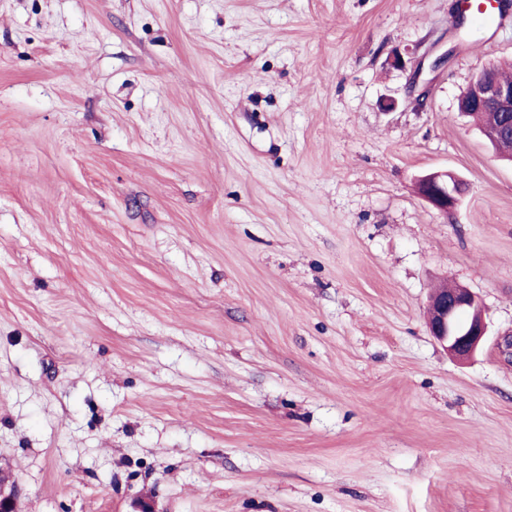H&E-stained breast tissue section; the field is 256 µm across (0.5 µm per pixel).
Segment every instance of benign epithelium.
I'll use <instances>...</instances> for the list:
<instances>
[{"instance_id": "benign-epithelium-1", "label": "benign epithelium", "mask_w": 512, "mask_h": 512, "mask_svg": "<svg viewBox=\"0 0 512 512\" xmlns=\"http://www.w3.org/2000/svg\"><path fill=\"white\" fill-rule=\"evenodd\" d=\"M477 106L500 112L507 121L500 132L487 135L496 143L512 130V84L500 81L495 67L478 73L458 99V111L466 113ZM421 195L439 212L448 214L459 205V180L447 172H434L419 181ZM431 334L448 350V354L466 361L474 356L487 334L481 300L471 290L459 286L434 292L426 312ZM22 488L12 475L0 471V512H19Z\"/></svg>"}]
</instances>
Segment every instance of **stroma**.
Returning a JSON list of instances; mask_svg holds the SVG:
<instances>
[{"mask_svg": "<svg viewBox=\"0 0 512 512\" xmlns=\"http://www.w3.org/2000/svg\"><path fill=\"white\" fill-rule=\"evenodd\" d=\"M452 4L0 0L22 512H512V164L457 109L512 12ZM443 282L489 326L465 365ZM421 195L439 212L448 215L459 205V180L446 172H434L419 181ZM435 291L429 300L426 318L431 334L448 350V354L466 361L474 356L487 334L480 298L468 288H444ZM468 313L466 322L458 316Z\"/></svg>", "mask_w": 512, "mask_h": 512, "instance_id": "35a3bbf8", "label": "stroma"}]
</instances>
